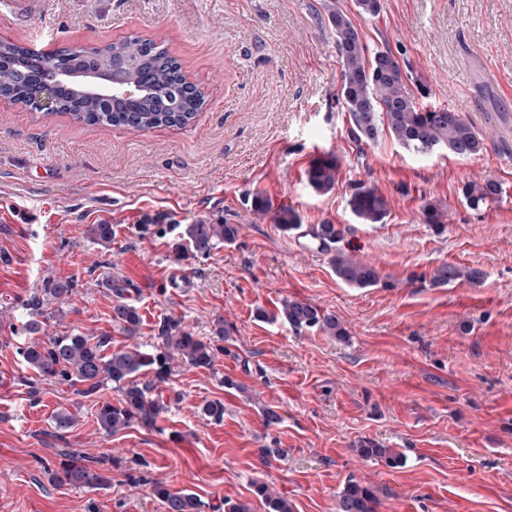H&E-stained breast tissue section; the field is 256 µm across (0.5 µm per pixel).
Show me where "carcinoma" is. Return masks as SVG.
Returning <instances> with one entry per match:
<instances>
[{"instance_id": "cac0c4a2", "label": "carcinoma", "mask_w": 512, "mask_h": 512, "mask_svg": "<svg viewBox=\"0 0 512 512\" xmlns=\"http://www.w3.org/2000/svg\"><path fill=\"white\" fill-rule=\"evenodd\" d=\"M318 20L330 26L336 37L341 61L339 96L349 115V136L359 144L377 141L384 131L405 150L414 153L447 151L461 157H473L484 148V139L475 127L459 113L447 107H421L406 88L407 72L389 50L367 54L362 36L344 10L340 0H328ZM56 64L80 71L91 68L105 75H113L141 87L140 94L130 100H119L107 105L85 95L73 84H63L55 90L60 112L91 126L124 128L145 131L158 127H185L202 111L206 103L204 91L186 81L182 66L161 42L131 35L100 49L87 51L67 47L55 52ZM41 58L28 48L0 41V96L9 97L25 106H32L45 71ZM311 188L322 194L332 191L338 178V161L330 153L314 158L306 171ZM502 188L494 180L468 183L462 194L473 208L492 202L501 195ZM348 204L361 224H382L389 215L387 198L372 186L355 185ZM251 209L259 215L272 214V220L284 232L301 228L299 213L291 207L271 209L261 194L253 196ZM423 222L442 232L447 224V213L438 203L423 200L420 206ZM178 231L175 257L182 259V250L193 256H208L224 243L233 242L239 228L235 224H214L204 220L192 224H156L153 233L165 236ZM86 234L94 243L108 247L115 235L108 223L87 225ZM319 248L329 256L336 277L353 288H370L382 282L378 269L368 261L355 257L340 247L344 232L335 224H319L310 231ZM484 273L475 268L443 264L430 274L433 288L457 281L472 284L482 282ZM112 296V324L131 344L109 350L110 336H86L81 332L63 336H48L19 350L24 364L45 380L78 386L77 394L89 398L96 395L108 381L115 384L121 397L115 404L106 402L98 407L96 418L106 435L117 434L135 423L147 427L156 425L165 405L151 396L154 386L164 383L171 375L175 362L181 361L193 368L211 369L224 347L215 340L204 341L186 329L182 321L164 317L157 325L156 344L150 350L137 342L141 336L142 318L129 302L133 291L131 283L117 273L108 272L101 279ZM76 294L72 279H50L43 290L33 293L24 307L33 319L26 330L37 333L43 315L45 298L69 303ZM282 319L295 331L318 330L332 338L343 340L348 336L339 318L317 306L298 299H285L271 319ZM149 374L152 380L140 381ZM201 413L214 422L224 420V403L206 402ZM357 452L366 458L382 460L389 467L403 464L404 456L389 448L362 445ZM110 458L77 457L62 454L58 467L47 468L54 485H74L105 488L110 483L106 464ZM153 495L159 499L164 512H203L206 504L195 494L173 492L164 483L152 482ZM254 494L265 504L266 512H293L287 498L270 491L264 483L254 484ZM377 496L370 486L348 482L337 501V512H376Z\"/></svg>"}]
</instances>
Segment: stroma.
I'll return each mask as SVG.
<instances>
[{
  "mask_svg": "<svg viewBox=\"0 0 512 512\" xmlns=\"http://www.w3.org/2000/svg\"><path fill=\"white\" fill-rule=\"evenodd\" d=\"M323 0H41L37 15L0 13V40L24 46L102 47L137 35L164 43L206 93L185 127L102 129L43 116L0 97V512H163L150 483L198 495L205 512L248 503L267 484L295 512H336L345 484L373 487L376 512H512V0H381L378 16L341 0L369 51L391 48L409 90L425 85L484 137L482 153L404 150L382 133L358 146L339 96L336 38L316 13ZM339 160L335 189L309 186L310 161ZM494 180L499 199L467 205L461 189ZM389 202L382 224L358 223V183ZM295 208L304 228L338 224L383 284L351 288L310 238L250 210L253 194ZM448 212L444 232L421 220L423 200ZM235 224L209 257L175 260V234L144 223ZM112 224L102 249L87 225ZM113 264L135 289L141 343L166 316L200 339L223 319L224 352L210 370L176 364L154 397L156 427L115 435L96 423L93 397L34 379L18 354L31 334L25 300L47 278H71L72 304L50 302L51 336L77 331L126 339L91 265ZM454 263L484 272L430 287L424 275ZM336 314L339 341L268 321L283 299ZM235 388L223 385L224 378ZM224 419L204 417L210 400ZM280 416L266 425L264 414ZM65 411L72 426L56 431ZM372 442L404 454L402 466L358 455ZM111 459L104 489L55 486L45 464L59 450ZM147 462L134 481L131 459Z\"/></svg>",
  "mask_w": 512,
  "mask_h": 512,
  "instance_id": "1",
  "label": "stroma"
}]
</instances>
